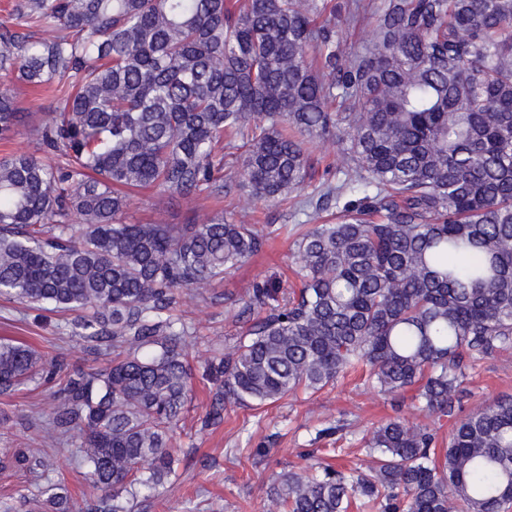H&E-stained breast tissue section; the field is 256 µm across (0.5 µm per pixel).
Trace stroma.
<instances>
[{"label":"stroma","instance_id":"35a3bbf8","mask_svg":"<svg viewBox=\"0 0 512 512\" xmlns=\"http://www.w3.org/2000/svg\"><path fill=\"white\" fill-rule=\"evenodd\" d=\"M332 2L336 6L337 41L348 52H362L372 37V22L353 23L348 18V0ZM11 89L21 121L9 141H0V156L37 152L36 130L45 116L55 111L57 101L50 91H35L18 81ZM341 147V141L332 138L307 142L316 174L303 189L298 205L253 201L236 173L240 156L236 148L224 151L228 174L219 198L203 194L185 200L150 190L132 192L123 215L128 224H182L198 214L221 213L225 218L243 217L248 223L277 232L250 262L203 287L201 298L180 302L176 314L193 333L191 353L233 343L239 336L244 322L237 313L242 308L240 296L248 284L268 283L276 288L281 302L297 287L290 266V240L280 234L279 228L285 224L294 229L307 223L306 199L318 197L323 184L339 180L338 173L328 164ZM74 319L70 311L36 309L0 297V339L30 345L46 359L64 357L74 368L105 366V359L89 354L84 342L72 337ZM508 394H512V351L483 358L467 370L460 410L466 413ZM211 397L210 384L201 376H194L192 400L177 439L181 448L178 475L159 496L143 501L139 512H266L269 486L288 472L318 463L367 466L365 438L381 422L399 417L412 424L435 427L443 437L453 424L452 418L420 411L411 399L398 402L380 394L357 374L339 377L334 385L313 395L300 391L261 408H228L223 422L205 429L201 419ZM55 402V389L51 386L0 395V448H46L42 431L29 427L26 416L30 409L47 410ZM339 421L346 423L348 430L340 443L342 452L335 458L330 453L332 440L317 438L316 432ZM78 445V438L73 437L66 445L49 450L53 461L49 476L68 488L78 512H83L97 492L72 462Z\"/></svg>","mask_w":512,"mask_h":512}]
</instances>
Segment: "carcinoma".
Returning a JSON list of instances; mask_svg holds the SVG:
<instances>
[{
    "label": "carcinoma",
    "instance_id": "1",
    "mask_svg": "<svg viewBox=\"0 0 512 512\" xmlns=\"http://www.w3.org/2000/svg\"><path fill=\"white\" fill-rule=\"evenodd\" d=\"M335 12L329 0H16L18 30L0 31V139L19 123L16 76L55 93L38 136L64 159L0 157V296L76 311L88 351L115 353L70 369L0 342V394L59 386L27 421L49 447L79 438L75 463L100 492L91 512H134L174 474L192 375L180 291L224 277L270 235L222 214L123 221L133 190L222 192L226 133L242 137L257 202L302 190L305 140L338 130L344 179L306 201L316 213L335 202L336 217L293 241L299 291L271 308L272 289L245 288V310L267 314L199 357L214 387L204 424L359 369L379 392L412 391L453 417L469 365L512 349V0H352V20L375 23L361 54L334 38ZM437 441L390 419L366 442V469L291 471L271 510L512 512V396L458 418L439 453ZM9 466L47 471L21 449L0 453ZM0 512L73 505L46 475Z\"/></svg>",
    "mask_w": 512,
    "mask_h": 512
}]
</instances>
